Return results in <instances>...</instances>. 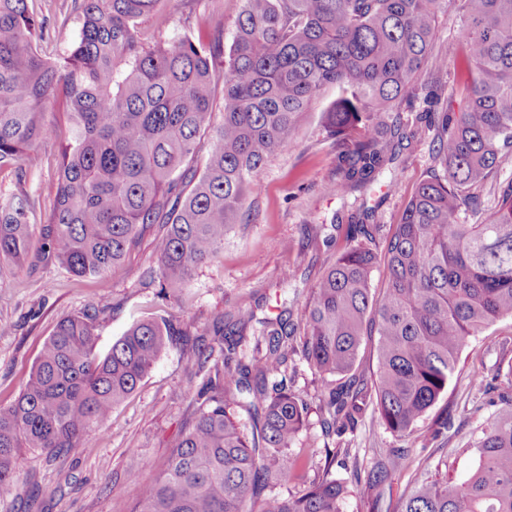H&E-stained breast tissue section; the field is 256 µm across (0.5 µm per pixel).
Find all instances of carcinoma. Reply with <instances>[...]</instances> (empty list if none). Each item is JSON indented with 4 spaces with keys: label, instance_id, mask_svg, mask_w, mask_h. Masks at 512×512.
I'll return each mask as SVG.
<instances>
[{
    "label": "carcinoma",
    "instance_id": "cac0c4a2",
    "mask_svg": "<svg viewBox=\"0 0 512 512\" xmlns=\"http://www.w3.org/2000/svg\"><path fill=\"white\" fill-rule=\"evenodd\" d=\"M162 0H83L82 27L69 54L39 51L45 21L28 0H0V170L37 165V145L60 140L48 251L78 277L107 287L151 224L161 287L176 293L214 257L260 183L266 161L288 145L297 119L321 89L342 94L326 112L338 148L337 189L371 183L383 168L385 135L403 131V105L422 97L416 120L430 119L448 93V75L467 72L469 94L437 120L442 173L422 180L399 223L351 224L345 247L310 289L301 321L277 317L249 344L215 334L226 357L216 380L197 391L198 411L152 480L133 473L130 512H251L260 480L288 479L293 445L311 404L288 385V361L301 355L322 381L316 409L327 436L354 432L369 405L386 430L413 436L447 391L468 340L512 319V180L482 192L512 156V0H457L466 52L450 41L433 50L443 0H244L229 51L221 37L142 46L140 20ZM222 120L212 122L216 91ZM66 114L48 126L47 105ZM210 150L196 160L202 139ZM24 193L0 201V262L31 251ZM476 221H466V214ZM383 252H378V247ZM382 264L385 277L372 283ZM183 335L166 322L133 324L97 351L94 317L59 320L16 402L0 408V489L15 476L17 449L49 456L78 448L138 387L167 346ZM372 338L371 377L355 372ZM213 347L190 356L203 370ZM512 379L475 373L479 390ZM253 417L245 431L235 408ZM478 464L457 485L444 475L418 485L395 512H512V395L468 442ZM410 458L397 451L369 475L378 484ZM344 482L327 470L267 512H342Z\"/></svg>",
    "mask_w": 512,
    "mask_h": 512
}]
</instances>
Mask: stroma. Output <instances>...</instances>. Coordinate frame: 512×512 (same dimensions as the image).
Listing matches in <instances>:
<instances>
[{
    "label": "stroma",
    "mask_w": 512,
    "mask_h": 512,
    "mask_svg": "<svg viewBox=\"0 0 512 512\" xmlns=\"http://www.w3.org/2000/svg\"><path fill=\"white\" fill-rule=\"evenodd\" d=\"M47 22L48 35L39 49L43 56L67 55L80 35V0H28ZM243 0H162L157 12L139 26L140 40L183 38L208 40L222 34L232 43ZM339 90L326 87L298 122V134L268 161L259 188L250 195L247 211L224 237L214 259L200 265L177 295L162 291L149 278L157 267L153 239L163 227L143 232L125 262L111 269L108 287L94 278H77L53 260L44 259L46 218L56 180L59 142L42 140L40 163L24 181L14 172L0 171V197L25 193L35 205L29 214L33 228L32 256L36 266L0 264V407L12 404L22 392L41 348L56 322L74 315L95 317L99 353L134 322L166 321L190 337L212 339L217 319L234 323L239 310H253L256 321L244 335L257 331L258 320L282 310L300 319L306 299L336 250L327 238H343L349 217L366 224L398 223L415 187L439 171L437 132L421 127L416 139L394 145L384 173L360 190L342 194L336 189V141L325 129V113ZM295 266L296 276L283 282L282 271ZM512 336V321L501 320L470 338L455 375L443 396L448 406V430L429 439L431 418H424L414 436L400 439L366 412L356 431L347 435L348 448L327 463L331 444L318 411H311L293 449L296 465L290 480L274 482L260 492L255 512H263L274 496L300 492L330 467L347 486L343 512H393L397 502L417 482L434 475L438 463L448 465L455 482L468 479L476 466L475 452L464 445L495 410L497 393L481 394L469 385L473 372H493L503 361L501 342ZM191 346L176 343L165 351L135 392L109 419L104 431L85 445L49 458L34 448L17 451L13 483L0 491V512H129L135 493L131 472L145 465L161 466L170 443L193 418L194 397L214 365L192 373L187 359ZM398 449L407 450L411 465L368 484L367 473L386 462Z\"/></svg>",
    "instance_id": "obj_1"
}]
</instances>
